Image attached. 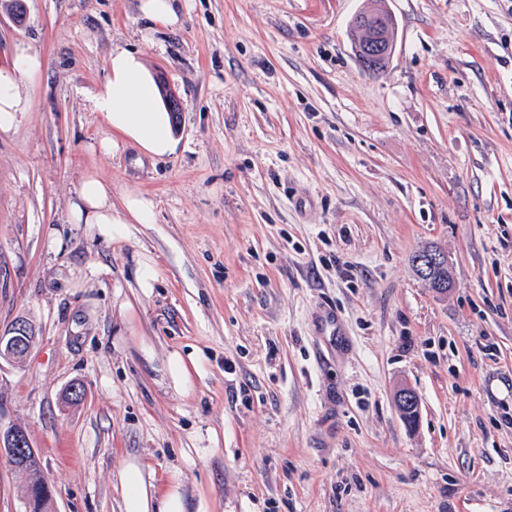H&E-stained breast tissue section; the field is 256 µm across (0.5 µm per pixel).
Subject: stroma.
<instances>
[{
  "mask_svg": "<svg viewBox=\"0 0 512 512\" xmlns=\"http://www.w3.org/2000/svg\"><path fill=\"white\" fill-rule=\"evenodd\" d=\"M9 3L0 68L43 67L0 134V326L39 339L0 366V425L28 435L52 512H120L130 457L217 512H512V0H387L377 75L349 28L363 0H179L173 29L138 0H24L20 25ZM121 48L179 101L172 156L97 149ZM87 173L114 205L150 196L153 222L71 223ZM430 245L444 296L409 263ZM328 304L345 349L314 334Z\"/></svg>",
  "mask_w": 512,
  "mask_h": 512,
  "instance_id": "35a3bbf8",
  "label": "stroma"
}]
</instances>
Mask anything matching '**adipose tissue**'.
Instances as JSON below:
<instances>
[{
	"label": "adipose tissue",
	"instance_id": "adipose-tissue-1",
	"mask_svg": "<svg viewBox=\"0 0 512 512\" xmlns=\"http://www.w3.org/2000/svg\"><path fill=\"white\" fill-rule=\"evenodd\" d=\"M41 68L38 54L23 52L13 69L0 70V134L9 133L31 107L30 99L20 90L19 76H35ZM93 108L112 131L111 137L100 142L103 152L116 153L127 143L158 159L176 152L174 122L140 51L122 48L112 52L105 85ZM70 219L75 224L96 226L103 236L120 239L126 237L129 225L152 223L154 207L152 200L139 192L126 194L122 207H115L111 187L89 174L80 183ZM118 490L121 512H193L179 476L160 479L153 468L134 458L119 470Z\"/></svg>",
	"mask_w": 512,
	"mask_h": 512
}]
</instances>
